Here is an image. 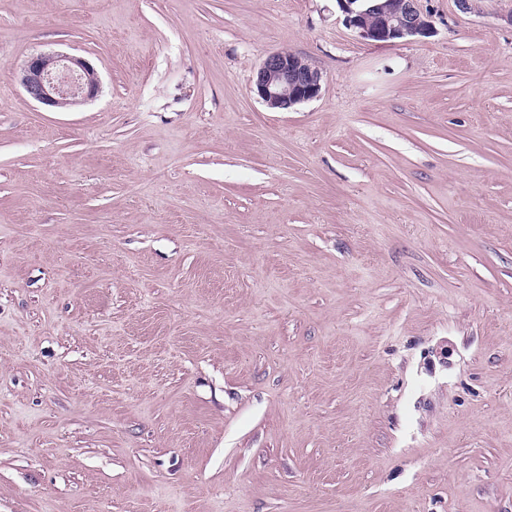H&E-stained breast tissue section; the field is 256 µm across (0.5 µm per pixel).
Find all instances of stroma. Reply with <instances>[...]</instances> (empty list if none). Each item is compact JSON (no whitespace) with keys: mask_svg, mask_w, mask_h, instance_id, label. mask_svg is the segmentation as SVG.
Masks as SVG:
<instances>
[{"mask_svg":"<svg viewBox=\"0 0 512 512\" xmlns=\"http://www.w3.org/2000/svg\"><path fill=\"white\" fill-rule=\"evenodd\" d=\"M421 5L0 0V512H512V0ZM345 23L364 40L427 37L433 25L420 0H336ZM321 73L302 56L278 50L269 53L253 74L252 82L269 109L289 110L317 98ZM18 78L29 99L59 109L94 98L100 85L97 73L85 59L55 53L28 57Z\"/></svg>","mask_w":512,"mask_h":512,"instance_id":"obj_1","label":"stroma"}]
</instances>
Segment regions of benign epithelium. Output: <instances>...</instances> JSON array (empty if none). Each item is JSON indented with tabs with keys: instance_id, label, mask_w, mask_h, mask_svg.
Masks as SVG:
<instances>
[{
	"instance_id": "7a95c632",
	"label": "benign epithelium",
	"mask_w": 512,
	"mask_h": 512,
	"mask_svg": "<svg viewBox=\"0 0 512 512\" xmlns=\"http://www.w3.org/2000/svg\"><path fill=\"white\" fill-rule=\"evenodd\" d=\"M345 23L364 40L427 37L433 25L420 0H337ZM26 96L44 106L66 109L95 97L99 79L89 63L75 55L39 53L28 57L18 74ZM321 73L302 56L269 53L252 82L269 109L289 110L320 95Z\"/></svg>"
}]
</instances>
